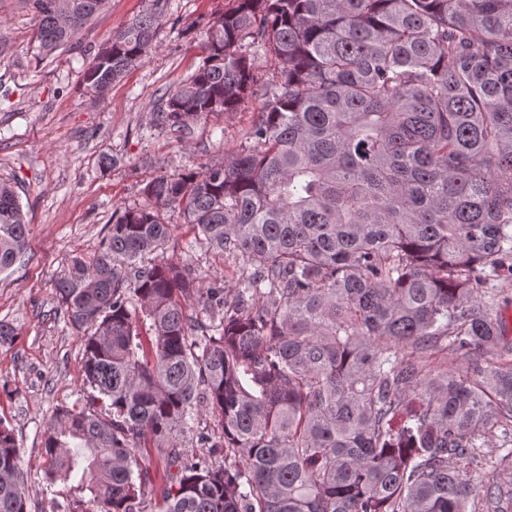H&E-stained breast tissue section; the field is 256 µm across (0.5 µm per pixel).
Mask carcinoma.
<instances>
[{
  "mask_svg": "<svg viewBox=\"0 0 512 512\" xmlns=\"http://www.w3.org/2000/svg\"><path fill=\"white\" fill-rule=\"evenodd\" d=\"M29 2L49 56L105 0ZM233 2L157 116L186 135L257 95L256 146L145 193L241 260L237 293L151 258L172 229L153 207L72 257L54 288L86 398L51 414L43 480L79 478L68 512H512V450L482 451L512 434L509 301L478 297L512 289V0ZM159 18L112 35L90 88L151 50ZM260 50L282 66L256 89ZM27 237L0 180L1 272ZM202 409L221 433L198 444L234 462L180 443ZM0 512H29L1 419Z\"/></svg>",
  "mask_w": 512,
  "mask_h": 512,
  "instance_id": "1",
  "label": "carcinoma"
}]
</instances>
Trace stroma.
Segmentation results:
<instances>
[{"mask_svg":"<svg viewBox=\"0 0 512 512\" xmlns=\"http://www.w3.org/2000/svg\"><path fill=\"white\" fill-rule=\"evenodd\" d=\"M151 0H106L72 46L40 58L27 0H0V178L15 184L28 223L27 250L0 273V319L18 329L0 345V419L10 423L29 488L30 512H65L77 480L47 486L39 470L41 438L55 408L83 397V346L55 298L54 279L70 257L97 252L125 209L148 205L146 184L188 170L223 165L252 146L260 102L215 113L179 135L156 113L202 63L214 16L231 0H161V20L144 59L105 96L85 74L115 30ZM167 257L191 264L200 283L220 277L234 287L233 258L185 245L194 232L177 209Z\"/></svg>","mask_w":512,"mask_h":512,"instance_id":"1","label":"stroma"}]
</instances>
